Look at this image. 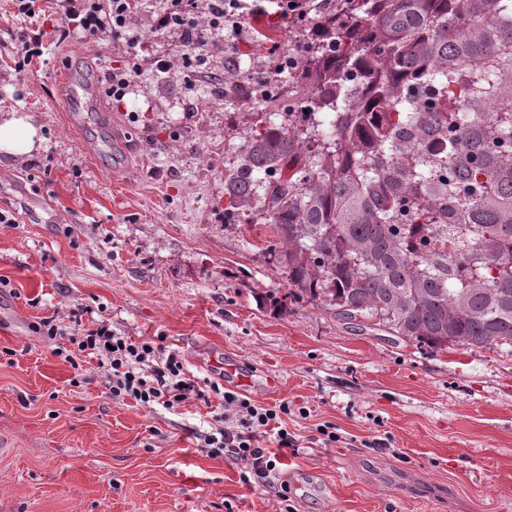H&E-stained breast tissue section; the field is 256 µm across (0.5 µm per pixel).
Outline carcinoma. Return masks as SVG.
<instances>
[{"instance_id": "cac0c4a2", "label": "carcinoma", "mask_w": 512, "mask_h": 512, "mask_svg": "<svg viewBox=\"0 0 512 512\" xmlns=\"http://www.w3.org/2000/svg\"><path fill=\"white\" fill-rule=\"evenodd\" d=\"M512 0H333L282 124L224 158L228 208L271 224L288 284L356 329L512 353ZM463 95L460 110L431 86ZM380 104L396 128L378 124ZM342 117L330 131L313 114ZM266 178H259V174Z\"/></svg>"}]
</instances>
